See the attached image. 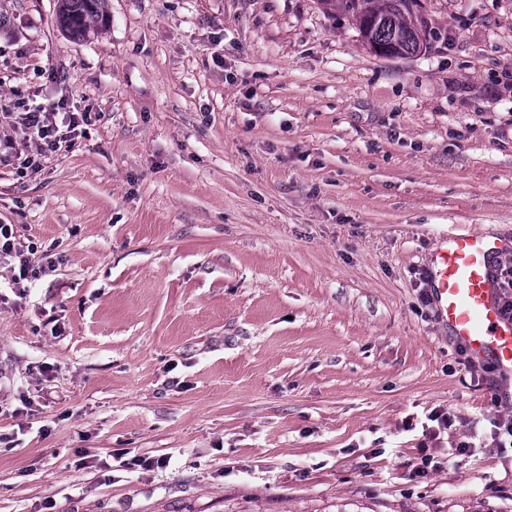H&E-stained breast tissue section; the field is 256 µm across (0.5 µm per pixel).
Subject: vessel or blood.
Here are the masks:
<instances>
[{
    "instance_id": "b4317fda",
    "label": "vessel or blood",
    "mask_w": 512,
    "mask_h": 512,
    "mask_svg": "<svg viewBox=\"0 0 512 512\" xmlns=\"http://www.w3.org/2000/svg\"><path fill=\"white\" fill-rule=\"evenodd\" d=\"M500 248L479 230L444 233L427 265L430 295L441 323L473 360L512 379V319L501 313L494 258Z\"/></svg>"
}]
</instances>
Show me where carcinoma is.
Listing matches in <instances>:
<instances>
[{
	"label": "carcinoma",
	"instance_id": "obj_1",
	"mask_svg": "<svg viewBox=\"0 0 512 512\" xmlns=\"http://www.w3.org/2000/svg\"><path fill=\"white\" fill-rule=\"evenodd\" d=\"M334 12L352 16L362 41L385 58L421 51L414 17L420 0H321ZM104 0H59L58 23L70 35L84 37L107 21Z\"/></svg>",
	"mask_w": 512,
	"mask_h": 512
}]
</instances>
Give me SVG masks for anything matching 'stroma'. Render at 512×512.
I'll use <instances>...</instances> for the list:
<instances>
[{"mask_svg":"<svg viewBox=\"0 0 512 512\" xmlns=\"http://www.w3.org/2000/svg\"><path fill=\"white\" fill-rule=\"evenodd\" d=\"M422 2L438 39L382 58L319 0H105L81 39L0 0V113L93 117L24 178L0 122L46 268L0 261V512H512V384L425 276L448 225L512 238V0Z\"/></svg>","mask_w":512,"mask_h":512,"instance_id":"obj_1","label":"stroma"}]
</instances>
